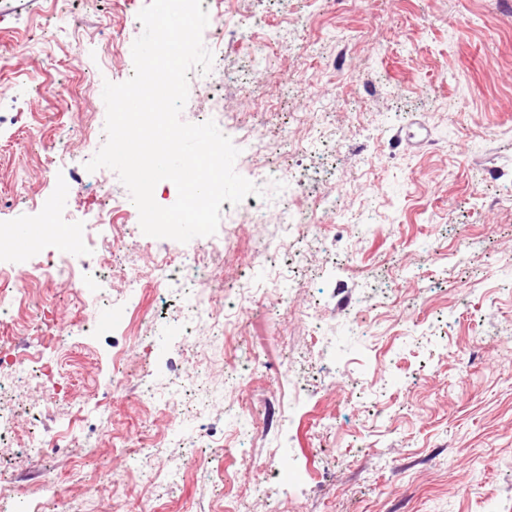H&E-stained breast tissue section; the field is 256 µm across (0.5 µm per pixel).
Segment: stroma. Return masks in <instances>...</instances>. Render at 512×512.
Instances as JSON below:
<instances>
[{"mask_svg":"<svg viewBox=\"0 0 512 512\" xmlns=\"http://www.w3.org/2000/svg\"><path fill=\"white\" fill-rule=\"evenodd\" d=\"M148 2L0 0V226L33 229L49 211L86 232L65 254L48 234L0 240L26 290L0 350L19 331H69L43 351L59 394L24 376L0 387V478L32 498L53 478L47 512H512V0H212L222 29L203 42L223 70L189 72L181 118L236 143L261 104L268 148L235 169L301 173L293 204L315 229L278 258L300 310L243 309L235 287L262 277L254 250L283 230L248 221L271 198L238 204L224 250L204 254L223 273L213 305L236 327H199L187 346V292L153 266L202 254V238L144 235L117 174L85 168L105 141L103 84L132 76L130 20ZM376 138L393 153H360ZM63 262L95 298L52 278ZM127 267L143 290L128 292ZM83 320L92 331L72 332ZM191 366L199 385L171 402ZM122 371L152 399L114 387ZM77 411L68 447L23 454ZM144 452L180 477L148 487Z\"/></svg>","mask_w":512,"mask_h":512,"instance_id":"obj_1","label":"stroma"}]
</instances>
